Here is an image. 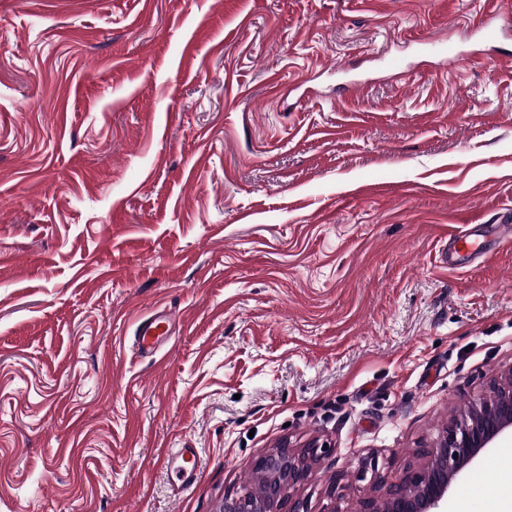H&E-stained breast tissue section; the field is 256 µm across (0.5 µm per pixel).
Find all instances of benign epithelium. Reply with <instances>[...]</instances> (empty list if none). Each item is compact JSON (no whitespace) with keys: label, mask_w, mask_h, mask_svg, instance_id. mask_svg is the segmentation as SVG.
Wrapping results in <instances>:
<instances>
[{"label":"benign epithelium","mask_w":512,"mask_h":512,"mask_svg":"<svg viewBox=\"0 0 512 512\" xmlns=\"http://www.w3.org/2000/svg\"><path fill=\"white\" fill-rule=\"evenodd\" d=\"M511 432L512 366L493 382L489 394L443 427L419 466L389 482L380 475L378 459L362 461L357 477L368 482L372 494L358 512H443L448 490L462 471L498 438ZM323 453L324 447L315 441L300 448L284 441L258 456L251 468L264 474L262 488L225 495L222 512H309L297 492Z\"/></svg>","instance_id":"1"}]
</instances>
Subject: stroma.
I'll list each match as a JSON object with an SVG mask.
<instances>
[{
  "mask_svg": "<svg viewBox=\"0 0 512 512\" xmlns=\"http://www.w3.org/2000/svg\"><path fill=\"white\" fill-rule=\"evenodd\" d=\"M482 2L0 0V512H220L312 438L309 512H357L512 366V235L440 261L512 205ZM509 454L446 512H501ZM487 252L486 236L475 228L465 234L454 236L448 240V249L442 255L445 264H453L457 258L476 260ZM171 320L167 315L156 314L144 319L136 328L134 343L141 355H153L168 341ZM167 459L179 462L181 477L180 491L193 484L200 469L201 458L198 448H170L167 450Z\"/></svg>",
  "mask_w": 512,
  "mask_h": 512,
  "instance_id": "35a3bbf8",
  "label": "stroma"
}]
</instances>
